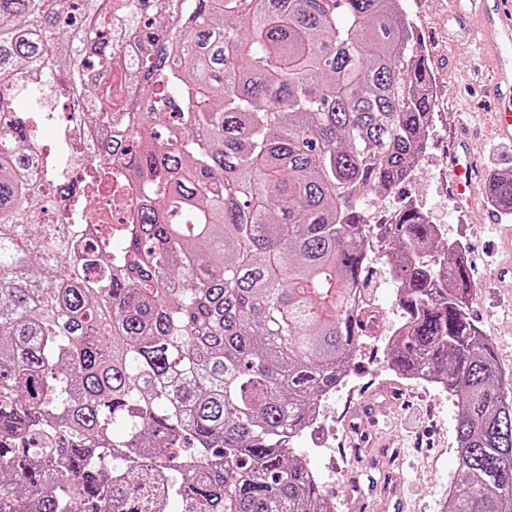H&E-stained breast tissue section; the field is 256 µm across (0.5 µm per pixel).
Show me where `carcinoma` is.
Wrapping results in <instances>:
<instances>
[{
    "label": "carcinoma",
    "mask_w": 512,
    "mask_h": 512,
    "mask_svg": "<svg viewBox=\"0 0 512 512\" xmlns=\"http://www.w3.org/2000/svg\"><path fill=\"white\" fill-rule=\"evenodd\" d=\"M49 86L94 149L41 154ZM433 94L401 0H0V512H332L290 441L360 347L368 194L415 175ZM102 185L127 223H45ZM485 192L512 214V174ZM440 242L388 224V363L456 403L443 512H512V389Z\"/></svg>",
    "instance_id": "obj_1"
}]
</instances>
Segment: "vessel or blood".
Returning a JSON list of instances; mask_svg holds the SVG:
<instances>
[{
	"mask_svg": "<svg viewBox=\"0 0 512 512\" xmlns=\"http://www.w3.org/2000/svg\"><path fill=\"white\" fill-rule=\"evenodd\" d=\"M451 4L453 13L480 34L490 53L489 78L496 91L492 127L502 144L512 146V0H451ZM448 166L458 205L472 206L479 179L469 137L455 140Z\"/></svg>",
	"mask_w": 512,
	"mask_h": 512,
	"instance_id": "1",
	"label": "vessel or blood"
}]
</instances>
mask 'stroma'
Wrapping results in <instances>:
<instances>
[{"mask_svg":"<svg viewBox=\"0 0 512 512\" xmlns=\"http://www.w3.org/2000/svg\"><path fill=\"white\" fill-rule=\"evenodd\" d=\"M402 6L431 72L434 121L415 178L391 193L371 197V215L375 223H386L403 206L414 205L440 227L444 241L466 247L476 286L473 317L483 335L495 341L501 367L512 370V284L493 277L496 266L508 256L500 243L504 228L512 226V216L501 215L496 223H489L481 209H459L448 187V145L462 129L478 132L475 152L485 177L512 171V148L500 145L490 131L494 93L489 69L478 62L476 42L449 40L450 0H402ZM367 288L368 305L379 310L385 326H396L401 313L386 252H372ZM350 377L353 391L339 388L325 396L330 417L358 409L364 402L380 403L391 420L386 434L358 427L351 434L354 447L345 449L331 439L315 446L306 433L294 443L296 454L318 473L336 512H351L346 502L358 487L369 502L383 501L396 491L405 500L404 512H441L448 485L457 477V407L452 399L399 378L368 334L352 358Z\"/></svg>","mask_w":512,"mask_h":512,"instance_id":"obj_1","label":"stroma"}]
</instances>
